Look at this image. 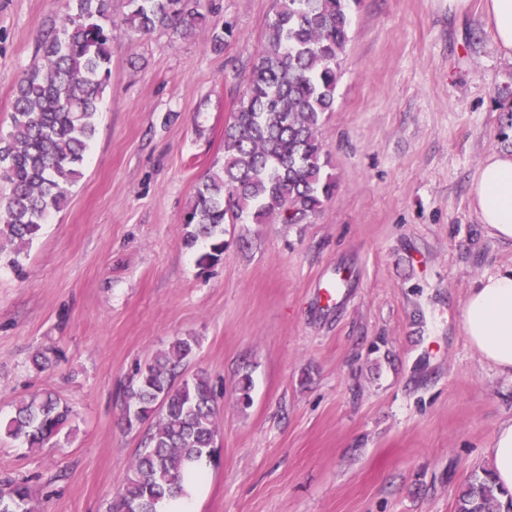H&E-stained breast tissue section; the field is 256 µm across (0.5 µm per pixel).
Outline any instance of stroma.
<instances>
[{"label":"stroma","instance_id":"stroma-1","mask_svg":"<svg viewBox=\"0 0 512 512\" xmlns=\"http://www.w3.org/2000/svg\"><path fill=\"white\" fill-rule=\"evenodd\" d=\"M224 34H137L111 0L110 78L81 176L21 256L0 253V420L52 394L56 445L0 435V483L37 512H112L147 425L125 424L138 368L181 336L218 401L198 512H455L512 417V376L461 320L468 292L512 267L472 202L512 110V61L485 0H360L323 150L335 196L303 224L226 227L217 259L183 215L224 159V125L273 0H207ZM65 0H0V136ZM350 275L344 303L321 280ZM49 358L39 369L35 355ZM249 403H242V394Z\"/></svg>","mask_w":512,"mask_h":512}]
</instances>
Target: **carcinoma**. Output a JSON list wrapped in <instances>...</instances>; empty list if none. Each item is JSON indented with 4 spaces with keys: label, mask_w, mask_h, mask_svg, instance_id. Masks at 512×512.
I'll return each mask as SVG.
<instances>
[{
    "label": "carcinoma",
    "mask_w": 512,
    "mask_h": 512,
    "mask_svg": "<svg viewBox=\"0 0 512 512\" xmlns=\"http://www.w3.org/2000/svg\"><path fill=\"white\" fill-rule=\"evenodd\" d=\"M359 0H276L244 97L224 125V164L197 187L184 224L187 243L213 241L224 252V225L252 215L257 224H301L335 194L324 157V115L333 111L340 56ZM122 25L138 33L212 34L204 0H128ZM110 0H67L59 25L41 40L43 64L19 79L12 132L0 138V251L30 244L50 211L60 209L96 134L98 104L110 77ZM192 336L176 338L137 371L129 389L128 426L155 417L112 512H157L182 491L188 468L211 455L217 401L202 374H184ZM70 410L47 394L17 405L5 434L30 448L58 436ZM512 497L492 471L476 470L458 494L456 512H506ZM0 512H34L24 482L0 491Z\"/></svg>",
    "instance_id": "1"
}]
</instances>
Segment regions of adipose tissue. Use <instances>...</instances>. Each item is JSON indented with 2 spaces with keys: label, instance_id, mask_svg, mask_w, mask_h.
Masks as SVG:
<instances>
[{
  "label": "adipose tissue",
  "instance_id": "ef3b65f1",
  "mask_svg": "<svg viewBox=\"0 0 512 512\" xmlns=\"http://www.w3.org/2000/svg\"><path fill=\"white\" fill-rule=\"evenodd\" d=\"M472 197L491 235L512 244V151L489 154L477 171ZM471 346L488 364L512 375V268L484 275L461 312ZM488 454L497 482L512 491V418L495 430Z\"/></svg>",
  "mask_w": 512,
  "mask_h": 512
}]
</instances>
